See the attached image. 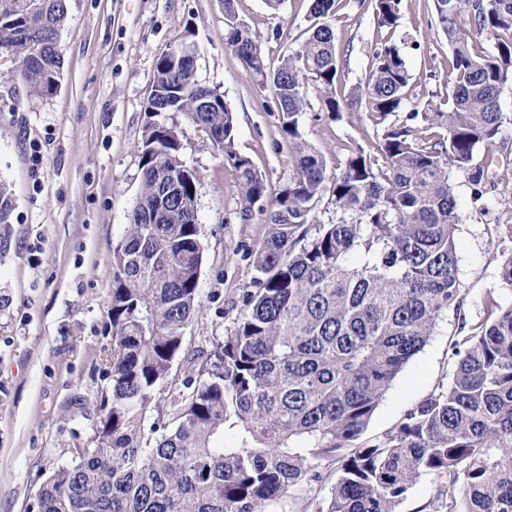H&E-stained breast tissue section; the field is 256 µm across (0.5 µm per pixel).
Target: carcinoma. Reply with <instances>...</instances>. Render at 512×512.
<instances>
[{
    "label": "carcinoma",
    "instance_id": "cac0c4a2",
    "mask_svg": "<svg viewBox=\"0 0 512 512\" xmlns=\"http://www.w3.org/2000/svg\"><path fill=\"white\" fill-rule=\"evenodd\" d=\"M338 0H311L307 36L277 65L225 0L224 47L269 90L288 139L291 174L272 189L234 150L224 98L198 84L184 40L156 55L139 146L141 193L113 248L112 383L94 446L54 470L37 512H265L292 493L335 481L306 512H398L423 477L435 484L419 512H512V305L489 294L486 318L456 343L451 382L411 409L397 431L358 443L385 391L463 304L451 173L494 142L512 116V0H433L448 39V109H405L410 75L394 35L402 0H358L373 13L372 66L349 94L338 85L331 20ZM68 0H0V56L20 59L33 91L60 83L57 40ZM314 85L321 111L367 112L384 126L377 155L353 146L332 176L304 141L300 115ZM405 120L385 125L389 117ZM232 166L242 219L261 199L266 234L257 276L224 342L189 350L184 330L199 295L204 253L194 170L181 159V122ZM336 223L317 224L323 195ZM13 203L0 184V254L10 248ZM184 357L193 374L170 385ZM166 410L146 424L155 394ZM232 434L231 444L224 442Z\"/></svg>",
    "mask_w": 512,
    "mask_h": 512
}]
</instances>
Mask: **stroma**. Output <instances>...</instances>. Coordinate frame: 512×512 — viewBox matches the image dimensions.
<instances>
[{
	"instance_id": "stroma-1",
	"label": "stroma",
	"mask_w": 512,
	"mask_h": 512,
	"mask_svg": "<svg viewBox=\"0 0 512 512\" xmlns=\"http://www.w3.org/2000/svg\"><path fill=\"white\" fill-rule=\"evenodd\" d=\"M267 61L275 63L310 26L309 0H234ZM433 0H402L396 41L418 102L443 103L448 41L430 28ZM224 0H69L57 49L63 60L53 93H33L20 63L0 58V182L13 201L12 239L0 256V512H30L46 478L92 444L101 394L110 384L112 248L124 236L141 191L138 146L156 55L186 40L200 84L216 89L236 119L235 149L270 186L287 180L290 149L272 95L224 46ZM349 89L369 71L376 24L355 0L333 21ZM183 160L198 175L197 210L204 261L200 296L184 336L187 348L226 336L255 275L252 253L266 225L261 212L238 214L236 177L204 135L184 126ZM383 132L365 112L328 119L312 103L300 119L303 139L335 171L350 146L372 149ZM481 172L480 184L470 180ZM460 312L438 322L423 349L394 379L361 440L396 431L406 413L452 378V344L462 326L484 318L483 299L501 289L512 252V125L477 149L470 171L453 175Z\"/></svg>"
}]
</instances>
